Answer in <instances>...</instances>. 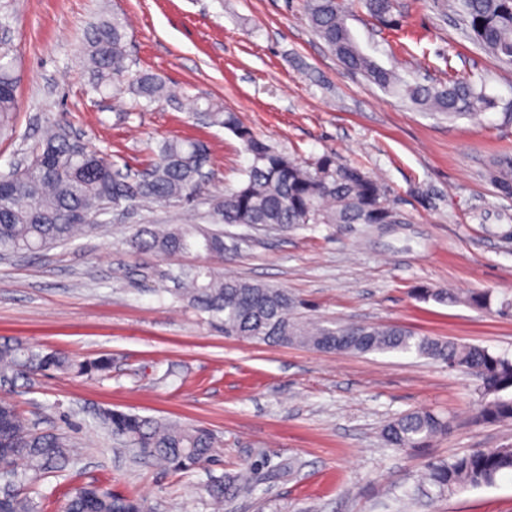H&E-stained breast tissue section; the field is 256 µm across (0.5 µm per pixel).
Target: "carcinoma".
Segmentation results:
<instances>
[{"label": "carcinoma", "instance_id": "carcinoma-1", "mask_svg": "<svg viewBox=\"0 0 512 512\" xmlns=\"http://www.w3.org/2000/svg\"><path fill=\"white\" fill-rule=\"evenodd\" d=\"M380 23L393 21L397 0H358ZM353 0H305L309 24L350 71L384 90L409 100L419 110L450 118L476 117L492 104L470 78L446 83H408L393 70L364 55L346 24ZM463 29L479 49L512 65V0H454ZM9 25L0 22V131L10 127L16 106L14 57ZM84 54L98 93L125 84L136 97L151 104L166 97L156 76L131 73L127 63L126 30L120 18H102L91 29ZM195 112L237 136L252 157L241 184L215 197L217 224L307 227L316 224H394L396 213L383 185L362 169L339 164L324 155L304 165L277 151L244 126L237 113L221 102L206 101ZM207 147L198 141L172 137L157 148L147 172L132 178L112 169L97 151L51 123L22 163L0 173V255L36 254L71 240L80 228H98L107 208L135 202L142 206L173 199L191 201L206 187ZM491 179L505 196H512V156L494 162ZM127 244L136 252L161 257L204 254L208 263L182 269L176 276L175 300L206 313L224 328V335L255 343L300 344L336 351V337L348 338L343 352L416 353L444 363L451 370L473 375L483 403L485 423L512 422V358L478 345H462L431 336H417L397 326L372 324L323 326L290 316L295 300L284 288L254 283L223 272L224 231L196 223L135 226ZM419 297L456 303L452 292L419 290ZM107 357L78 360L59 350H43L17 339L0 340V386H13L47 371L79 375L105 374ZM99 424L112 439L136 449L139 458L174 472H187L214 461L215 441L204 428L175 425L138 414L106 411ZM451 421L432 410L409 411L387 422L382 437L392 448H425L445 435ZM75 441L63 430L40 429L10 402L0 401V480L13 489L0 497V512H41L42 503L16 486L62 474L73 465ZM512 473V447L478 449L448 461L427 465L422 482L440 492L454 493L493 483ZM238 478L213 477L207 487L212 504L221 507L245 491ZM65 512H152L147 500L118 495L95 485L74 490Z\"/></svg>", "mask_w": 512, "mask_h": 512}]
</instances>
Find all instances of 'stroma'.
Masks as SVG:
<instances>
[{
    "mask_svg": "<svg viewBox=\"0 0 512 512\" xmlns=\"http://www.w3.org/2000/svg\"><path fill=\"white\" fill-rule=\"evenodd\" d=\"M121 17L137 71L168 97L136 105L127 89L90 92L82 53L103 15ZM18 80L14 132L0 140V172L23 159L45 121L62 122L122 172L147 168L168 137L209 148L212 186L195 209L212 222L210 194L238 185L250 164L240 139L199 121L194 100H214L299 162L324 155L383 179L393 224L307 229L225 225L224 270L287 289L298 317L329 326L398 324L512 358V196L489 178L512 155V66L479 50L437 0H399L397 26L352 9L360 50L410 80L482 76L493 108L448 120L348 71L313 32L304 0H0ZM183 205L100 215V227L39 254L0 258V338L108 357L105 375L57 372L0 388L42 428L77 442L70 476L36 489L58 512L76 485L97 481L148 499L155 512H212L209 474L248 477L251 491L224 512H512V473L494 484L439 494L418 485L432 461L512 443V422L477 421L475 378L414 353L334 354L226 337L208 314L174 300L162 273L195 255L131 252L134 224H177ZM418 288L487 292L492 309L439 303ZM453 417L429 447H389L381 430L412 410ZM119 410L201 426L219 441L211 471L163 472L97 427Z\"/></svg>",
    "mask_w": 512,
    "mask_h": 512,
    "instance_id": "stroma-1",
    "label": "stroma"
}]
</instances>
